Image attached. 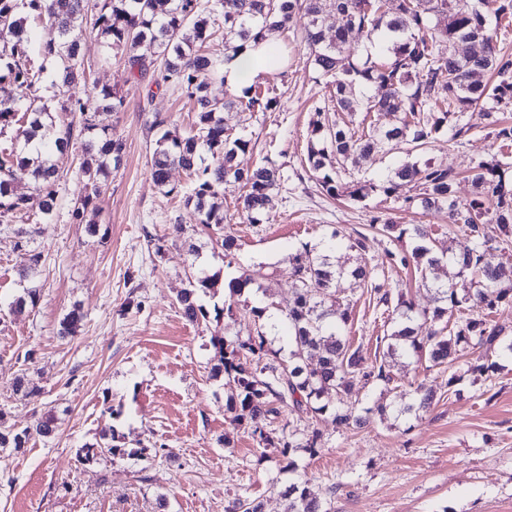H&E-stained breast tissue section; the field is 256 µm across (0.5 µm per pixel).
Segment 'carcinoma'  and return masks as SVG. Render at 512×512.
<instances>
[{"label": "carcinoma", "instance_id": "obj_1", "mask_svg": "<svg viewBox=\"0 0 512 512\" xmlns=\"http://www.w3.org/2000/svg\"><path fill=\"white\" fill-rule=\"evenodd\" d=\"M209 12L207 0H0V35L11 36L0 41V135L21 112L25 122L17 136L26 147L40 145L34 156L12 150L0 157V219L7 221L29 208L31 197L18 192L15 184L16 167L30 172L42 218L53 217L58 162L71 152L77 125L83 136L80 171L90 192L75 202L72 217L87 223L89 233L97 231L96 222L86 220L87 213L97 212L95 200L111 168L120 164L125 144L94 122L98 112L120 111L123 98L107 85L95 88L91 97L83 92L86 70L81 40L90 31L106 46L123 49L125 64L140 75L150 62L139 49L144 45L158 49L164 59L162 82L181 90L193 104L195 132L185 136L169 128L166 117L155 114L151 127L162 133L150 169L153 182L166 193H174L176 189L169 186L170 169L177 166L188 171L193 187L183 193L184 205L207 230L224 223V185L240 183L245 188L242 216L252 224L259 222L280 184V167L269 160L253 170L235 164L237 154L249 151L250 141L227 134L223 112L236 103L210 91L219 63L200 52L216 34L207 18ZM31 14L45 23L36 43L26 28ZM332 15L336 17L335 38L327 41L324 27ZM298 17L303 19L301 37L313 64L328 78L330 102L337 115L327 124L319 112L312 122L307 163L319 174L322 190L352 201L379 190L417 201L425 211L445 210L448 223L464 233L467 243L455 251L437 252L427 245L430 227L426 224H414L408 230L389 220H372L371 227L390 238L400 240L411 234L416 242L411 252L390 251L387 256L393 266L413 268L421 282L434 290L438 306L431 312L416 311L404 294L395 295L372 282L373 269L367 265L347 270L324 256L315 261L304 245L292 256L295 288L286 309L288 357L265 349L267 308L261 306L249 310L254 332L248 339L214 340V375L239 390L232 409L250 428L261 455L272 448L284 458L298 448L317 452L320 435L300 428V423L315 416L329 414L338 428L363 423L358 408L347 403L348 395L362 381L389 384V360L397 356L424 358L428 369H441L452 367L457 352L469 348L477 354L472 370L483 374L494 367L485 358L500 348L512 351V339L503 336L491 320L500 307L512 305V276L504 265L485 261L491 242L512 240V177L508 176L512 164L496 160L473 167L471 179L481 192L467 203L455 195L458 174L429 163L406 161L379 185L367 181L344 184L339 178L341 170L358 168L380 152L408 156L420 152L446 126L456 137L468 132L469 128L459 125V117L473 106L487 100L512 102V56L503 51L501 42V31L512 24V0H224V55L238 54L250 40L278 36ZM353 31L365 34L367 40L359 51L349 45ZM380 31L390 34V47L375 53L374 37ZM460 41L470 44L464 57L454 53V44ZM442 43L448 45L443 57L438 52ZM34 54L58 65L61 83L54 84L55 95L61 97L66 118L60 125L38 104L44 66L34 63ZM489 74L498 77L496 84L485 80ZM370 85L378 89L374 96L364 93ZM245 94V108L250 112H267L277 105L268 91L248 88ZM358 112H398L401 118L390 127L372 122L356 130L344 116ZM204 151L211 154L212 163L204 164ZM446 263L457 268V280L440 279L438 271ZM346 274L370 286L378 304L398 316L395 330L376 337L386 350L372 361L345 334L349 304L336 298L335 287ZM217 285L215 274L188 277V287L176 298L186 321L194 324L209 318L199 296ZM38 298V289L27 288L11 308L21 312ZM83 321L80 306H73L60 322L59 335H76ZM432 401L433 395L420 385L414 401L397 412L415 416ZM283 408L289 409L298 424L271 427ZM5 415L0 409V448L19 451L32 440L50 439L57 428L55 417L45 413L16 431L5 425ZM118 438L117 430L108 426L101 441L78 450L79 461L90 464L106 453L125 454L126 449L116 445ZM281 495L287 501V512H328L326 504L301 483L289 484ZM225 512H262V506L239 496Z\"/></svg>", "mask_w": 512, "mask_h": 512}]
</instances>
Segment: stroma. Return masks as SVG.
Masks as SVG:
<instances>
[{
    "label": "stroma",
    "mask_w": 512,
    "mask_h": 512,
    "mask_svg": "<svg viewBox=\"0 0 512 512\" xmlns=\"http://www.w3.org/2000/svg\"><path fill=\"white\" fill-rule=\"evenodd\" d=\"M286 51L279 74L260 79L277 99L275 110L225 113L229 133L251 142L239 155L241 167L272 159L281 169L279 189L262 221L241 219V186L224 188V213L237 239L233 263L198 233L180 194L190 183L181 168L169 174L178 190L164 194L150 167L156 135L154 115L168 117L180 134L190 133L196 114L178 90L160 81L161 66L134 77L121 51L86 36L82 54L88 83L119 91L124 106L103 112L99 125L125 144L121 165L97 199L99 231L88 235L71 210L85 193L79 174L80 147L60 162L57 209L41 219L18 213L0 223V409L15 429L45 413L58 428L48 441L21 451H0V512H224L244 495L263 504V512H284L279 491L297 474L307 475L309 491L331 499L333 512H512V354L493 355L494 370L477 376L461 357L451 370L428 369L426 361L398 358L395 391L382 384L359 383L350 398L369 410L361 427L339 429L329 417L317 420L322 434L317 454L297 450L296 472L281 470L277 458L263 457L245 426L227 408L233 386L211 375L216 362L214 337L246 339L253 332L243 308L286 309L292 295L291 257L301 247L318 256L333 230L367 234L366 260L377 280L406 293L421 310L433 308L432 295L419 286L413 270L390 266L388 252L412 249L413 239L394 240L371 229L374 217L403 225L427 224L433 249L463 245L449 233L448 215L377 192L359 202L334 199L322 191L306 157L310 123L316 111L332 117L327 80L314 68L298 28L277 37ZM512 123V106L487 117L483 107L464 112L468 133L442 130L422 161L460 174L456 195L466 202L478 190L469 171L499 151L493 119ZM185 231L173 239L171 226ZM44 262L31 284L40 290L36 305L19 314L10 303L23 293L19 269L30 250ZM219 274L223 284L202 296L207 309L232 301L234 317L213 316L190 324L175 303L189 275ZM249 275L243 294L230 295L227 281ZM338 297L350 305L347 336L374 353L382 335V307L374 293L341 279ZM85 319L75 336H59V324L73 305ZM25 377L37 398L16 393L13 382ZM426 380L435 392L431 408L419 417L380 416L374 405L407 404L409 384ZM114 425L127 455H103L81 465L77 451ZM151 449L147 458L137 448Z\"/></svg>",
    "instance_id": "obj_1"
}]
</instances>
